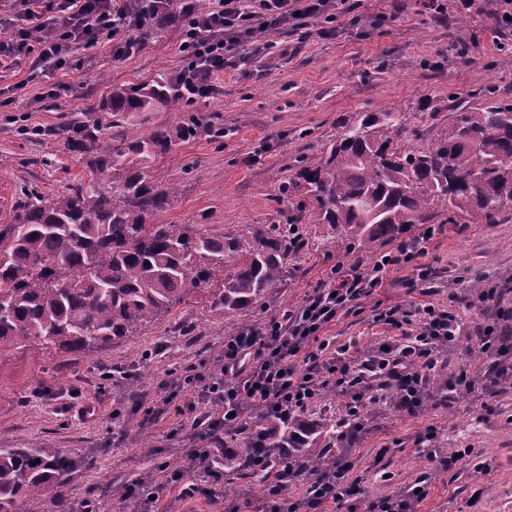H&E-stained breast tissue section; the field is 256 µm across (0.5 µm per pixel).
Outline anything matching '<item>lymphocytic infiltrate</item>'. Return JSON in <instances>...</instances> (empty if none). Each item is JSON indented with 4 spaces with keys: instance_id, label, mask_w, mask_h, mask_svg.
<instances>
[{
    "instance_id": "lymphocytic-infiltrate-1",
    "label": "lymphocytic infiltrate",
    "mask_w": 512,
    "mask_h": 512,
    "mask_svg": "<svg viewBox=\"0 0 512 512\" xmlns=\"http://www.w3.org/2000/svg\"><path fill=\"white\" fill-rule=\"evenodd\" d=\"M169 2L185 24L178 81L207 91L218 73L270 49V33L319 18L332 23L339 16L338 0H213L205 7L198 0ZM0 5L13 21L9 34L0 37V72L25 61L43 70L68 71L80 65L74 50L101 42L111 44L115 58H127L141 49L137 33L147 27L140 0H0ZM42 24L51 26V35L33 38V29ZM436 233L435 227L423 228L371 267L334 270L298 308L225 337L222 356L207 375L180 376L178 386L186 399L177 412L190 436L182 461L159 466L167 484L178 488L181 498L191 499L219 483L223 470L210 463L224 456L216 443L248 407L272 409L292 419L316 405L324 391H337L346 409L337 421L339 437L350 446L365 427V401L382 400L398 412L420 408L424 389L440 370L443 348L461 333L456 313L431 304L379 310L376 320L404 334L364 356L331 350L323 332L353 302L382 287L391 269L415 264ZM497 319V326L472 337L471 348L496 356L494 378L502 381L512 379V365L504 361L512 353V309L499 308ZM410 324L415 327L411 333L406 330ZM254 465L271 478L265 512H286L281 507L284 494L300 481L305 492L287 512H356L360 488L349 476L353 462L347 456L333 457L317 474L263 454ZM189 469L195 473L190 481L184 478Z\"/></svg>"
}]
</instances>
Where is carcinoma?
<instances>
[{
    "instance_id": "cac0c4a2",
    "label": "carcinoma",
    "mask_w": 512,
    "mask_h": 512,
    "mask_svg": "<svg viewBox=\"0 0 512 512\" xmlns=\"http://www.w3.org/2000/svg\"><path fill=\"white\" fill-rule=\"evenodd\" d=\"M154 101L179 111L188 99L160 76L112 88L103 111L144 112ZM195 134L191 120L137 136L115 130L100 145L94 131L73 130L66 147L87 157L97 179L53 196L31 191L0 224V351H87L134 335L191 291L226 316L270 297L304 241L263 224L209 234L157 222L177 188L145 168ZM283 193L296 201L289 223L329 225L338 253L372 254L419 224H498L512 209V100L489 88L479 103L452 108L446 128L412 125L397 105L357 112ZM262 448L315 473L327 462L297 421L265 412L224 431V469L265 487L266 476L246 468ZM86 465L60 448H0V512L41 501L77 512L66 487Z\"/></svg>"
}]
</instances>
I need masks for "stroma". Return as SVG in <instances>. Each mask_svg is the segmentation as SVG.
Returning a JSON list of instances; mask_svg holds the SVG:
<instances>
[{
    "label": "stroma",
    "instance_id": "stroma-1",
    "mask_svg": "<svg viewBox=\"0 0 512 512\" xmlns=\"http://www.w3.org/2000/svg\"><path fill=\"white\" fill-rule=\"evenodd\" d=\"M349 13L336 36L321 37L317 26L271 34V52L214 77L210 97L192 107L201 127L197 136L177 142L172 154L149 163L152 180L178 186L162 216L166 224H200L209 231H237L245 224L287 225L293 204L278 192V182L296 173L301 160H320L340 122L356 112L395 104L428 126L446 125L451 108L477 101L494 88L512 97V25L496 19L495 0H476L472 13H449L447 22L420 13L415 0H347ZM177 30L150 31L138 54L115 59L99 43L78 50L80 68L47 74L20 66L0 74V224L9 223L24 190L46 195L89 183L85 158L71 154L65 138L73 127L96 129L112 137L113 125L134 133L175 128L185 113L158 105L148 112H101L97 106L112 86L150 83L173 76L182 65ZM70 87L65 96L45 95L53 84ZM432 99L438 114L420 112ZM223 123L215 140L208 126ZM304 248L288 263V275L273 290L272 302L254 305L231 318L210 312L199 294L173 307L137 334L97 347L64 353L29 344L0 352V448L40 444L95 457L93 467L74 474L67 491L76 507L99 503L103 512H122L126 485L140 471L155 469L180 454L185 431L174 410L144 422L136 408L166 392L172 375H205L224 347L227 328L254 325L302 304L327 279L331 268L373 266L372 256H341L327 251L332 230L304 224ZM429 281L406 287L411 268L391 271L383 288L356 301L351 313L324 331L336 347L369 353L400 336V329L374 322L376 306L410 307L420 301L451 306L463 323L462 334L443 356L442 375L477 377L471 392L445 404L427 387L415 414L385 404L365 409V429L350 454L361 496L377 499L423 483L426 496L416 512H512V384L491 382V361L474 356L467 338L477 325L496 320L501 301L469 308V280L486 287L499 272L512 270V217L501 224H449L427 246ZM456 302H449V293ZM440 434L434 455L414 446L429 425ZM470 449L466 464L441 470L439 459ZM161 512H259L264 492L254 489L235 501L223 485L187 503L157 478Z\"/></svg>",
    "mask_w": 512,
    "mask_h": 512
}]
</instances>
